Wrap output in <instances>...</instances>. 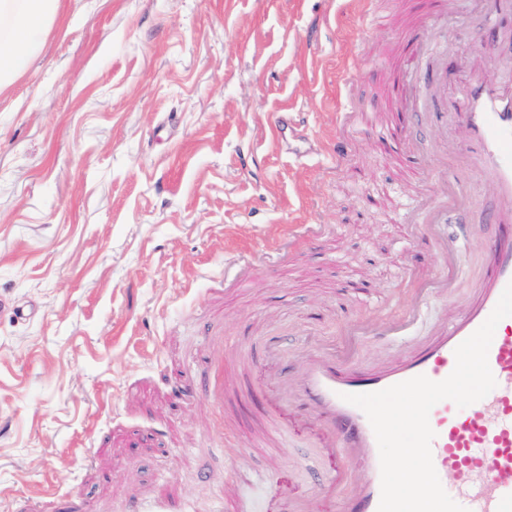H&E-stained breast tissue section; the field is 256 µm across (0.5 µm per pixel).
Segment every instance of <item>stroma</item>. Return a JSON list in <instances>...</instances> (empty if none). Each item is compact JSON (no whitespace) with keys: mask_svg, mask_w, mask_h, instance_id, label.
Listing matches in <instances>:
<instances>
[{"mask_svg":"<svg viewBox=\"0 0 512 512\" xmlns=\"http://www.w3.org/2000/svg\"><path fill=\"white\" fill-rule=\"evenodd\" d=\"M484 0L449 16V57L487 42L488 71L512 65V15L476 29ZM61 0L62 17L29 69L0 94V512L42 493L39 512H131L158 492L192 512H289L314 490L315 428L286 422L293 446L256 445L262 417L247 391L273 385L260 330L288 319V340L316 347L345 319H376L397 294L420 306L409 335L358 342L360 365L394 361L430 339L444 312L464 311L484 284L483 240L499 233L489 178L465 164L456 120L410 118L421 145L403 156L354 131L335 163L336 115L386 125L389 86L411 49L414 0ZM280 112L303 122L274 132ZM466 194L452 224L466 293L420 298L401 273L439 271L433 239L398 216L389 190ZM329 224L269 255L227 290L231 256L263 251L289 225ZM240 397L223 407L214 382ZM277 474H270V467Z\"/></svg>","mask_w":512,"mask_h":512,"instance_id":"stroma-1","label":"stroma"}]
</instances>
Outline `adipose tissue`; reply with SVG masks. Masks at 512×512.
I'll use <instances>...</instances> for the list:
<instances>
[{
    "instance_id": "ef3b65f1",
    "label": "adipose tissue",
    "mask_w": 512,
    "mask_h": 512,
    "mask_svg": "<svg viewBox=\"0 0 512 512\" xmlns=\"http://www.w3.org/2000/svg\"><path fill=\"white\" fill-rule=\"evenodd\" d=\"M61 0H0V92L28 69Z\"/></svg>"
}]
</instances>
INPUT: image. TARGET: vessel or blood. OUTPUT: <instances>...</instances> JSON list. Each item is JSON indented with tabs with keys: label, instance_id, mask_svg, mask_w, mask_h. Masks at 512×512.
Masks as SVG:
<instances>
[{
	"label": "vessel or blood",
	"instance_id": "1",
	"mask_svg": "<svg viewBox=\"0 0 512 512\" xmlns=\"http://www.w3.org/2000/svg\"><path fill=\"white\" fill-rule=\"evenodd\" d=\"M459 0H449L432 13L421 36L431 51L448 46V30L439 22ZM473 66L460 83L461 102L456 116L467 140L478 146L475 159L489 176L500 201L512 207V72L489 73L483 55L470 53ZM403 115L418 112L419 90L406 78L396 86ZM402 216L421 217L428 233L444 224L447 205L425 199H403ZM491 272L477 300L461 314L449 315L423 347L410 350L398 362L372 369L356 368L353 357L336 358L326 348L288 350L280 338L268 336L266 345L280 368L279 387L266 398L265 415L272 425L271 445L289 447L288 431L281 424L285 411L311 417L329 442L320 456L331 462L313 495L297 496L291 512H313L317 499L335 501L342 487L347 458L363 464L366 477L343 501L342 512H378L381 496L379 449L365 413L346 402L349 394L377 392L419 375L434 381L447 378L455 367L456 347L489 317L501 294L512 284V231L496 238L488 250ZM392 299L380 301L381 326L387 334H405L409 320L392 316ZM495 388L465 408L449 400L439 402L429 415L435 433L433 464L442 487L467 512H512V317L502 319L488 351Z\"/></svg>",
	"mask_w": 512,
	"mask_h": 512
}]
</instances>
